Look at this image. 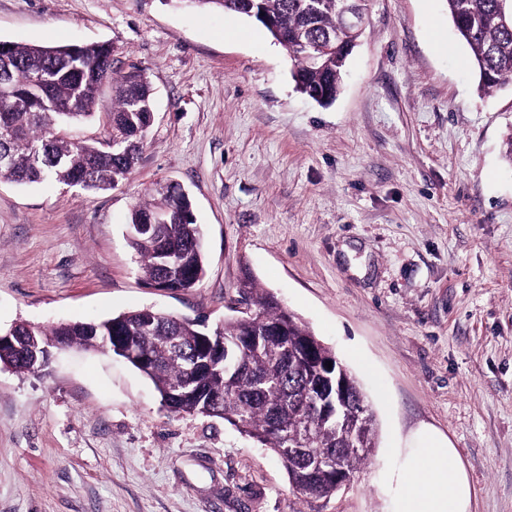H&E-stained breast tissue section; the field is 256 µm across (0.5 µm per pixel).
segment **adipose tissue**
Here are the masks:
<instances>
[{
    "label": "adipose tissue",
    "instance_id": "adipose-tissue-1",
    "mask_svg": "<svg viewBox=\"0 0 512 512\" xmlns=\"http://www.w3.org/2000/svg\"><path fill=\"white\" fill-rule=\"evenodd\" d=\"M417 442L419 450L408 457L403 471L407 488L397 498L396 512H469L471 490L453 448L428 430Z\"/></svg>",
    "mask_w": 512,
    "mask_h": 512
}]
</instances>
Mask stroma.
I'll return each mask as SVG.
<instances>
[{
  "label": "stroma",
  "instance_id": "stroma-1",
  "mask_svg": "<svg viewBox=\"0 0 512 512\" xmlns=\"http://www.w3.org/2000/svg\"><path fill=\"white\" fill-rule=\"evenodd\" d=\"M0 40L109 42L155 92L117 188L0 179V329L146 307L214 327L251 277L358 378L378 445L305 503L223 420L170 413L99 351L0 367V512H395L428 427L456 448L470 512H512V82L484 93L444 0H370L335 101L299 93L256 21L170 0H0ZM189 194L206 272L149 288L126 240L161 184Z\"/></svg>",
  "mask_w": 512,
  "mask_h": 512
}]
</instances>
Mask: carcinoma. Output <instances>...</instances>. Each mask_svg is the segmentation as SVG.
I'll use <instances>...</instances> for the list:
<instances>
[{
  "mask_svg": "<svg viewBox=\"0 0 512 512\" xmlns=\"http://www.w3.org/2000/svg\"><path fill=\"white\" fill-rule=\"evenodd\" d=\"M188 9L224 10L272 24L267 32L288 50L300 92L326 105L336 99L358 33L337 32L346 0H181ZM448 14L469 46L481 88L492 92L512 80V0H445ZM109 43H8L0 53V124L11 127L0 140L10 165L0 179L18 184L54 181L78 186L90 195L115 188L136 167L154 119V93L144 70L115 66ZM112 88V112L100 134L79 130L95 118L103 87ZM128 242L142 262L147 281L165 279L173 291L195 287L204 270L200 230L190 213V197L178 184L156 190L152 202L134 208ZM254 307L253 316L227 318L220 331L201 340L198 321L157 313L144 328L145 310L121 313L93 323L62 322L50 328L12 326L15 346L0 348V365L35 373L39 364L21 351L42 355L57 345L81 346L92 336H118L122 349L149 358L130 364L150 379L172 413H194L224 420L240 434L270 449L303 499L332 496L336 472L307 468L311 456L341 451L354 478L376 447L375 427L352 431L336 424V383L346 381L349 407H368L356 377L335 368L319 375L301 358L312 332L251 281L238 288ZM247 336L240 349L231 340ZM363 452L356 451V447Z\"/></svg>",
  "mask_w": 512,
  "mask_h": 512,
  "instance_id": "carcinoma-1",
  "label": "carcinoma"
}]
</instances>
